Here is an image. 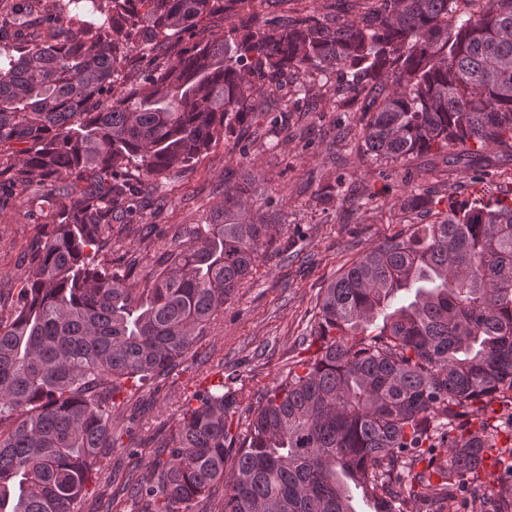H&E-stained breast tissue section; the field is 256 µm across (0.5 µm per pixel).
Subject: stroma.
I'll return each mask as SVG.
<instances>
[{
	"mask_svg": "<svg viewBox=\"0 0 512 512\" xmlns=\"http://www.w3.org/2000/svg\"><path fill=\"white\" fill-rule=\"evenodd\" d=\"M335 12L336 0H247L241 13H215L182 38L136 52L123 68L121 80L136 82L145 70L176 59L184 48L233 26L243 14L261 18L313 15L324 21ZM357 119L356 113L321 104L303 118L308 129L305 136L284 138L275 149L255 148L245 155L234 149V136L217 138L163 189L164 206H149L136 217V224L152 225L154 237L171 240L176 231L209 223L224 203L225 185L251 173L258 177L252 186L256 199L274 189L283 194L288 246L287 254L263 259L252 283L225 304L217 325L201 345L202 350H215V359L204 363L188 356L165 379L133 392L150 426L174 425L182 405L193 402L205 376H239L247 389L261 392L271 388L289 367L308 360L312 351L305 339L314 323L321 288L364 250L399 232L404 180L422 188L437 181L447 183L450 197L438 204L444 210L452 203L466 205L475 179L498 184L512 176V160L497 148L473 154L464 166L418 158L384 171L360 159L347 143L334 142L337 125H352ZM331 168L346 183L362 186L372 199L368 209L351 212L338 204L327 208L319 203L323 175ZM60 204V199L34 186L23 196L0 204V303L15 299L24 257ZM153 451L150 445L136 455L113 449L108 457L113 467L111 497H102L97 486H89L79 512H127L129 487L146 477Z\"/></svg>",
	"mask_w": 512,
	"mask_h": 512,
	"instance_id": "stroma-1",
	"label": "stroma"
}]
</instances>
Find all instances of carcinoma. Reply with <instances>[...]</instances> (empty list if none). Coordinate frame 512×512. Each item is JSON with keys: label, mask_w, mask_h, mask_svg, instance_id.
Instances as JSON below:
<instances>
[{"label": "carcinoma", "mask_w": 512, "mask_h": 512, "mask_svg": "<svg viewBox=\"0 0 512 512\" xmlns=\"http://www.w3.org/2000/svg\"><path fill=\"white\" fill-rule=\"evenodd\" d=\"M7 2L0 148L23 176L9 185L65 204L0 308V512H78L92 478L109 486L116 400L174 371L260 259L283 252L281 210L252 209L248 177L213 223L112 259V221L269 111L271 89L299 101L319 84L359 113L342 139L374 163L512 150V0H371L325 23L251 15L118 91L128 53L241 0H88L100 23L70 13L82 0ZM81 180L93 190L76 194ZM446 193L403 192L405 228L322 289L303 371L257 397L221 380L181 409L129 512H355L358 496L373 512H461L469 477L512 438V417H489L512 405V190L435 209ZM338 200L367 202L330 173L319 201ZM495 464L492 512H508L512 448Z\"/></svg>", "instance_id": "cac0c4a2"}]
</instances>
